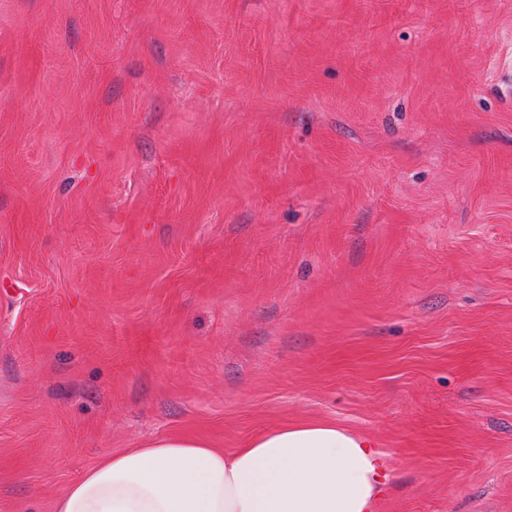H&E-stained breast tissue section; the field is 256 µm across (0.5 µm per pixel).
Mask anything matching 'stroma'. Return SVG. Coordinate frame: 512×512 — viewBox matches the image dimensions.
Listing matches in <instances>:
<instances>
[{
  "mask_svg": "<svg viewBox=\"0 0 512 512\" xmlns=\"http://www.w3.org/2000/svg\"><path fill=\"white\" fill-rule=\"evenodd\" d=\"M310 420L512 512V0H0V512Z\"/></svg>",
  "mask_w": 512,
  "mask_h": 512,
  "instance_id": "35a3bbf8",
  "label": "stroma"
}]
</instances>
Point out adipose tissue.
<instances>
[{
	"label": "adipose tissue",
	"mask_w": 512,
	"mask_h": 512,
	"mask_svg": "<svg viewBox=\"0 0 512 512\" xmlns=\"http://www.w3.org/2000/svg\"><path fill=\"white\" fill-rule=\"evenodd\" d=\"M389 479L374 440L303 421L230 453L198 439L147 441L85 471L53 512H375Z\"/></svg>",
	"instance_id": "ef3b65f1"
}]
</instances>
